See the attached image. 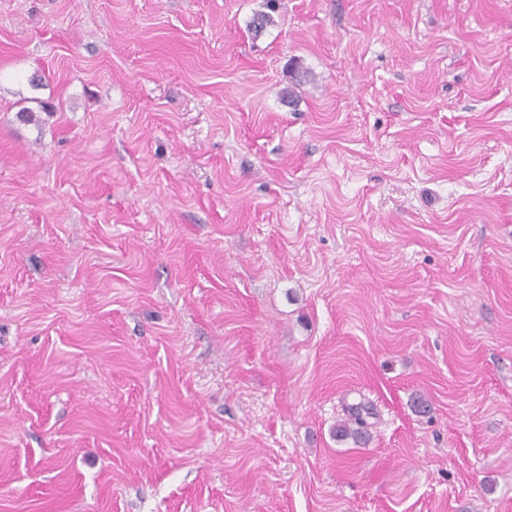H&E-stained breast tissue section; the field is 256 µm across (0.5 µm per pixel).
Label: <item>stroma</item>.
Returning <instances> with one entry per match:
<instances>
[{"instance_id": "stroma-1", "label": "stroma", "mask_w": 512, "mask_h": 512, "mask_svg": "<svg viewBox=\"0 0 512 512\" xmlns=\"http://www.w3.org/2000/svg\"><path fill=\"white\" fill-rule=\"evenodd\" d=\"M266 2L0 0V512H512V0ZM361 408H350V415L346 421L336 428V436L342 438H351L356 445H364L367 440V432L363 426V420L360 414Z\"/></svg>"}]
</instances>
